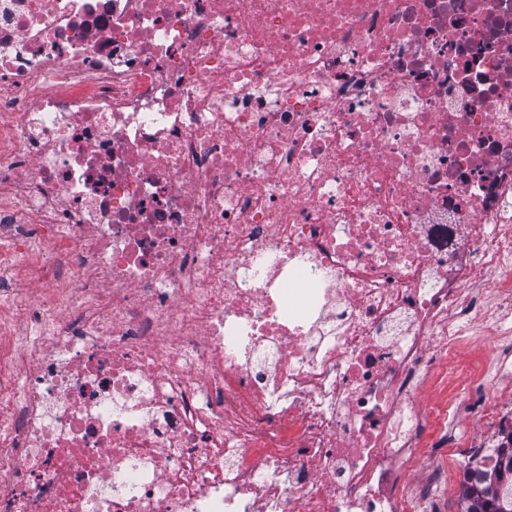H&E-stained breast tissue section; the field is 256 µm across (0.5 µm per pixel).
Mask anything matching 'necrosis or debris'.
Instances as JSON below:
<instances>
[{
	"instance_id": "1",
	"label": "necrosis or debris",
	"mask_w": 512,
	"mask_h": 512,
	"mask_svg": "<svg viewBox=\"0 0 512 512\" xmlns=\"http://www.w3.org/2000/svg\"><path fill=\"white\" fill-rule=\"evenodd\" d=\"M0 325V512H447L512 0H0Z\"/></svg>"
}]
</instances>
